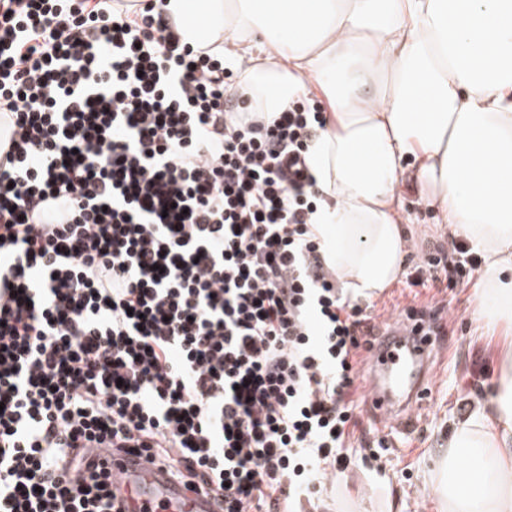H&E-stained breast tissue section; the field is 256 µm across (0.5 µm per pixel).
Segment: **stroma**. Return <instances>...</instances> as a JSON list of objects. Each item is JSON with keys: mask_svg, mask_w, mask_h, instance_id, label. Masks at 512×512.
Masks as SVG:
<instances>
[{"mask_svg": "<svg viewBox=\"0 0 512 512\" xmlns=\"http://www.w3.org/2000/svg\"><path fill=\"white\" fill-rule=\"evenodd\" d=\"M403 227L412 248L405 257V275L375 296V313L387 320L403 308L437 301L448 330L446 346L435 361L431 392L420 400L415 427L406 432L376 421L366 407L357 410L361 424L350 436L348 468L326 483V512H347L363 503L371 512H436L429 479L441 446L453 425L497 380L496 355L512 340L511 324H491L479 317L476 284L457 282L452 288L409 286L407 275L423 253L443 247L453 252L454 240L433 222V212L412 185H405Z\"/></svg>", "mask_w": 512, "mask_h": 512, "instance_id": "35a3bbf8", "label": "stroma"}]
</instances>
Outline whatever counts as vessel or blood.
Masks as SVG:
<instances>
[{"label": "vessel or blood", "mask_w": 512, "mask_h": 512, "mask_svg": "<svg viewBox=\"0 0 512 512\" xmlns=\"http://www.w3.org/2000/svg\"><path fill=\"white\" fill-rule=\"evenodd\" d=\"M40 221L69 219L64 198H47ZM438 340L427 321L400 320L370 352L366 404L377 418L402 430L414 424L417 399L428 393L430 370ZM114 505L120 512H218L211 497L184 491L166 473L133 456L112 462Z\"/></svg>", "instance_id": "vessel-or-blood-1"}]
</instances>
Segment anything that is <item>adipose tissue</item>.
<instances>
[{
	"label": "adipose tissue",
	"instance_id": "adipose-tissue-1",
	"mask_svg": "<svg viewBox=\"0 0 512 512\" xmlns=\"http://www.w3.org/2000/svg\"><path fill=\"white\" fill-rule=\"evenodd\" d=\"M184 37L228 46L278 112L329 108L310 154L314 216L341 285L373 297L403 271L400 183L481 256L486 320L512 324V0H168ZM438 512H512V349L457 421L431 479Z\"/></svg>",
	"mask_w": 512,
	"mask_h": 512
}]
</instances>
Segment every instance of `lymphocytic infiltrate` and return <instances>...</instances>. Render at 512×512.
Masks as SVG:
<instances>
[{
    "label": "lymphocytic infiltrate",
    "mask_w": 512,
    "mask_h": 512,
    "mask_svg": "<svg viewBox=\"0 0 512 512\" xmlns=\"http://www.w3.org/2000/svg\"><path fill=\"white\" fill-rule=\"evenodd\" d=\"M165 4L0 0V512H114L105 449L224 512L350 463L378 326L312 230L326 118L250 110ZM69 219L68 204L62 197H48L36 222L65 223Z\"/></svg>",
    "instance_id": "lymphocytic-infiltrate-1"
}]
</instances>
